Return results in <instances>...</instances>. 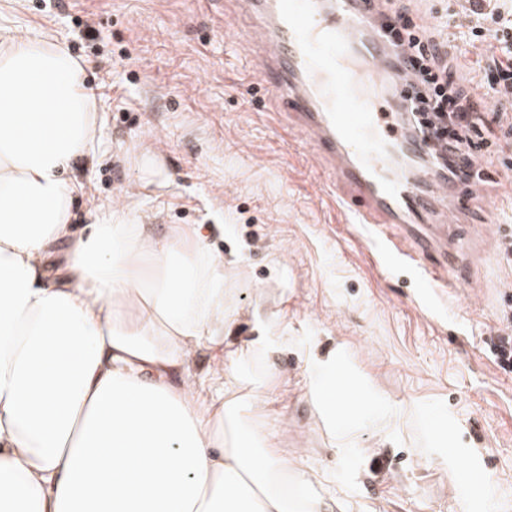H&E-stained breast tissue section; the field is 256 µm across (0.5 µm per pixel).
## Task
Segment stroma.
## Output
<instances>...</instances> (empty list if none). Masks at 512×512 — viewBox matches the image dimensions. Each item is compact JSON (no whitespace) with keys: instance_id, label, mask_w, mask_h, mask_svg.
<instances>
[{"instance_id":"obj_1","label":"stroma","mask_w":512,"mask_h":512,"mask_svg":"<svg viewBox=\"0 0 512 512\" xmlns=\"http://www.w3.org/2000/svg\"><path fill=\"white\" fill-rule=\"evenodd\" d=\"M0 11L55 37L98 101L74 223L129 200L146 233L197 230L223 257L231 362L215 374L204 345L191 369L244 398L241 419L304 473V492L332 512H484L464 483L478 471L492 474L499 512H512V373L487 350L512 282L491 231L512 225V184L484 188L464 211L469 265L427 311L416 273L376 265L367 230L345 215L305 138L276 118L236 40L233 0H0ZM86 16L97 38L77 25ZM269 334L282 344L251 353ZM340 345L397 410L392 423L361 428L347 454L309 394L311 359ZM257 391L267 396L259 408L248 402ZM439 408L452 435L443 449L428 428Z\"/></svg>"}]
</instances>
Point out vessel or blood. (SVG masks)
<instances>
[{"mask_svg":"<svg viewBox=\"0 0 512 512\" xmlns=\"http://www.w3.org/2000/svg\"><path fill=\"white\" fill-rule=\"evenodd\" d=\"M242 2L252 17L243 34L259 43L250 57L259 79L306 134L350 214L373 226L383 265L401 260L418 270L428 296L454 287L466 254L448 243L459 215L439 198L452 191L470 199L480 186L451 188L433 169L400 165L409 148L446 149L427 132L414 142L397 135L420 86L411 72L394 91L384 87L388 56L404 53V37L386 38L388 20L374 0Z\"/></svg>","mask_w":512,"mask_h":512,"instance_id":"b4317fda","label":"vessel or blood"}]
</instances>
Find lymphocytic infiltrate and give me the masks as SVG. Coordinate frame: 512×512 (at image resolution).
Here are the masks:
<instances>
[{"label": "lymphocytic infiltrate", "mask_w": 512, "mask_h": 512, "mask_svg": "<svg viewBox=\"0 0 512 512\" xmlns=\"http://www.w3.org/2000/svg\"><path fill=\"white\" fill-rule=\"evenodd\" d=\"M469 20L472 41L483 48L484 80L468 87L455 75L458 45L444 27L414 20L405 0H380L379 8L408 37L411 66L421 78L418 100L431 113L435 136L446 138L448 151L429 155L445 179L468 178L465 160L478 146L503 152L512 143V0H459Z\"/></svg>", "instance_id": "f902f5d3"}]
</instances>
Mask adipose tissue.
<instances>
[{"label": "adipose tissue", "mask_w": 512, "mask_h": 512, "mask_svg": "<svg viewBox=\"0 0 512 512\" xmlns=\"http://www.w3.org/2000/svg\"><path fill=\"white\" fill-rule=\"evenodd\" d=\"M99 107L51 36L0 15V512H323L236 394L224 363V267L204 239L145 235L129 205L76 226L72 178ZM309 387L342 449L393 407L345 353Z\"/></svg>", "instance_id": "obj_1"}]
</instances>
